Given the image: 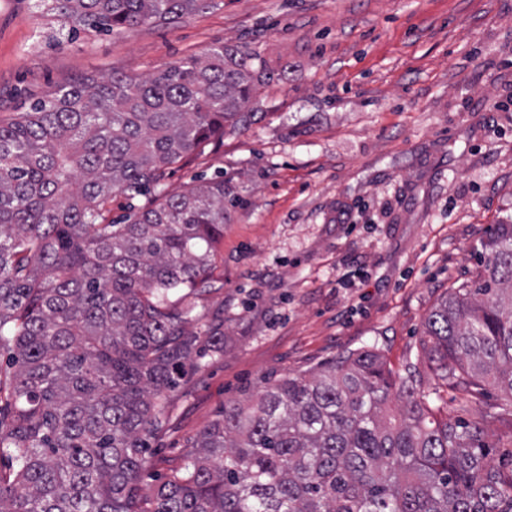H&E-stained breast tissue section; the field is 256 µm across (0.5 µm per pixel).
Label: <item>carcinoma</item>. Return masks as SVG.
Segmentation results:
<instances>
[{
    "mask_svg": "<svg viewBox=\"0 0 512 512\" xmlns=\"http://www.w3.org/2000/svg\"><path fill=\"white\" fill-rule=\"evenodd\" d=\"M52 2L69 30L113 33L212 0ZM256 60L214 46L144 78L87 77L0 121V512H512V458L493 464L480 422L438 419L417 368L395 374L373 349L225 406L183 470L137 498L168 392L201 348L224 349L218 316L203 336L186 331L187 299L216 282L224 177L123 223L112 199L150 193L248 123L271 79ZM481 256L477 279L425 318L428 368L437 392L498 390L512 422V218Z\"/></svg>",
    "mask_w": 512,
    "mask_h": 512,
    "instance_id": "cac0c4a2",
    "label": "carcinoma"
}]
</instances>
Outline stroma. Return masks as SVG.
<instances>
[{
	"label": "stroma",
	"mask_w": 512,
	"mask_h": 512,
	"mask_svg": "<svg viewBox=\"0 0 512 512\" xmlns=\"http://www.w3.org/2000/svg\"><path fill=\"white\" fill-rule=\"evenodd\" d=\"M222 43L277 78L251 122L166 180L179 194L224 178L221 287L187 326L223 314L224 350L171 392L143 500L226 404L342 351L416 364L431 393L423 322L475 278L481 239L512 216V0H213L170 26L74 36L43 0H0V119L58 85L145 76ZM441 397L466 421L503 399Z\"/></svg>",
	"instance_id": "obj_1"
}]
</instances>
